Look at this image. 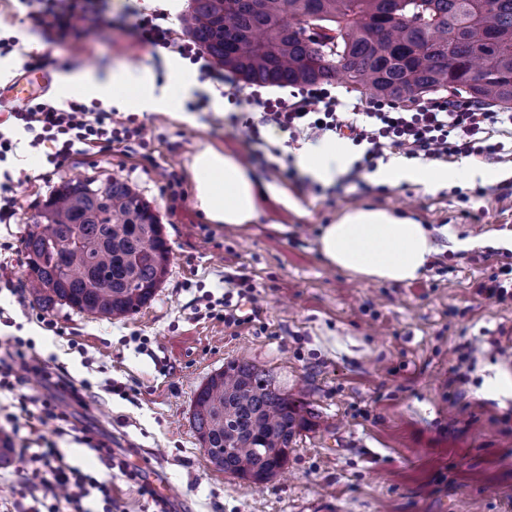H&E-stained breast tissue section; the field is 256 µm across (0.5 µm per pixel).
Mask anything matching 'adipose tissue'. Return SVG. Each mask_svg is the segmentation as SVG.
<instances>
[{"instance_id":"adipose-tissue-1","label":"adipose tissue","mask_w":512,"mask_h":512,"mask_svg":"<svg viewBox=\"0 0 512 512\" xmlns=\"http://www.w3.org/2000/svg\"><path fill=\"white\" fill-rule=\"evenodd\" d=\"M174 86L157 87L144 70H127L112 77V96L143 111H161L172 100L174 88L194 85V72L180 65L174 71ZM349 160V148L327 140L301 150L297 166L310 178L333 181ZM191 171L196 200L205 217L216 224L239 227L258 220L259 199L268 194L282 204L290 199L277 184H257L250 170L234 155L204 146L194 154ZM464 171L448 172L431 165L397 161L381 168L376 182H403L435 188L467 179ZM318 247L330 267L364 280L405 283L418 279L436 248L427 226L419 221L381 209L355 207L344 210L333 223L321 226Z\"/></svg>"}]
</instances>
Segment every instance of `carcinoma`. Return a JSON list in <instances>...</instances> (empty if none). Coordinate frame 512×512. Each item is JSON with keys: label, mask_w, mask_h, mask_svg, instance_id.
<instances>
[{"label": "carcinoma", "mask_w": 512, "mask_h": 512, "mask_svg": "<svg viewBox=\"0 0 512 512\" xmlns=\"http://www.w3.org/2000/svg\"><path fill=\"white\" fill-rule=\"evenodd\" d=\"M191 0L182 28L214 63L250 84L340 83L408 102L440 90L512 108V0ZM316 18L315 37L299 32ZM27 288L44 305L105 318L134 314L163 283L158 216L126 182L65 181L23 240ZM312 411L270 373L231 361L198 389L192 420L218 470L268 482Z\"/></svg>", "instance_id": "1"}]
</instances>
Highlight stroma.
<instances>
[{"label": "stroma", "mask_w": 512, "mask_h": 512, "mask_svg": "<svg viewBox=\"0 0 512 512\" xmlns=\"http://www.w3.org/2000/svg\"><path fill=\"white\" fill-rule=\"evenodd\" d=\"M102 20L66 38L45 31L20 0H0V36L18 40L0 57V86L20 75L24 60L51 75L46 97L86 101L78 82L102 81L125 68L168 82L175 54L141 43L133 13L165 11L180 28L189 0H103ZM73 85L63 86V77ZM251 90L237 75L197 83L179 93L174 112H141L144 156L119 151L67 161L44 180L41 155L18 149L0 163L21 183L15 223L0 224V263L14 288L0 291V354L14 336L52 369L45 386L16 366L14 391L0 392V415L19 395L42 394L67 407L76 433L107 442L125 472H107L88 445L42 427L64 460L112 481V512H156L138 473L157 469L170 484L168 512H512V394L489 382L512 377V300L476 295L512 245V196L479 179L429 190L368 183L313 188L307 175L271 177L259 164L257 183L277 180L298 209L259 201L258 221L236 230L199 210L190 163L198 147L246 159L251 133L227 117L246 111ZM208 97L204 111L180 119L188 103ZM126 181L158 215L170 247L167 275L150 302L121 319L45 308L29 295L23 239L52 191L67 180ZM368 206L427 224L443 270L407 284L352 277L320 258L321 225L348 207ZM242 272L255 287L258 320L237 327L206 315L204 293L222 297L224 277ZM56 322L47 330L44 320ZM475 350L461 360L462 346ZM244 359L270 371L314 412L288 450L281 475L254 484L218 471L192 423L197 389L225 364ZM89 383L75 397L71 389ZM47 492L17 459L0 466V512H30Z\"/></svg>", "instance_id": "obj_1"}]
</instances>
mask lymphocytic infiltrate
Masks as SVG:
<instances>
[{
	"mask_svg": "<svg viewBox=\"0 0 512 512\" xmlns=\"http://www.w3.org/2000/svg\"><path fill=\"white\" fill-rule=\"evenodd\" d=\"M38 4L33 18L62 37L72 31L74 17L91 23L100 18L98 0H38ZM136 29L144 44L171 50L193 63L201 57L194 42L177 37L165 12L138 16ZM249 105V111L230 115V125H245L255 134L263 128L275 129L287 133L293 143L303 136L316 140L328 135L363 147L361 159L345 177L349 183H360L363 173L375 170L378 160L391 153L429 161L474 156L512 162V110H492L470 99L439 96L396 105L343 98L312 85L287 97H266L255 89ZM12 118L28 134L30 148L51 145L46 160L56 169L78 153L117 148L131 155L144 145L143 127L135 116L116 118L97 104L75 99L57 105L35 97ZM16 454L19 463H37L47 475L52 501L45 512H61L65 504L73 512H84L83 501L94 487L104 499L112 497L109 485L95 484L69 466L57 448L37 452L20 448Z\"/></svg>",
	"mask_w": 512,
	"mask_h": 512,
	"instance_id": "f902f5d3",
	"label": "lymphocytic infiltrate"
}]
</instances>
